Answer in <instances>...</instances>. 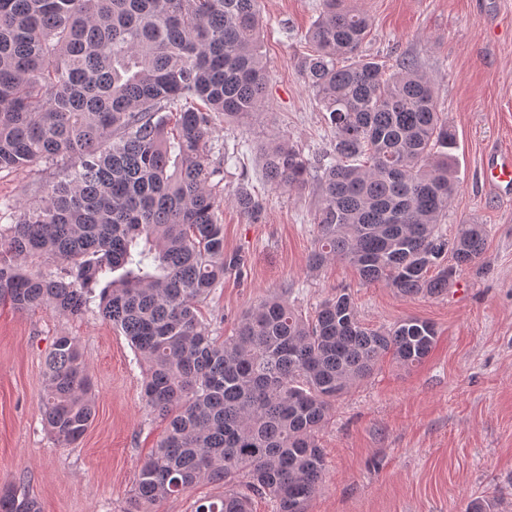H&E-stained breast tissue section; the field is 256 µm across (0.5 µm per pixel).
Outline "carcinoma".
<instances>
[{
    "mask_svg": "<svg viewBox=\"0 0 512 512\" xmlns=\"http://www.w3.org/2000/svg\"><path fill=\"white\" fill-rule=\"evenodd\" d=\"M341 2L323 0L299 65L326 112L330 149L311 160L275 138L260 147L265 177L303 189L320 170L311 267L340 260L404 297L439 294L482 257L487 227L464 224L451 243L440 234L458 191L455 132L417 60L386 73L362 54L371 19ZM262 28L260 0H0V171L72 162L40 204L6 205L0 302L77 317L100 274L115 273L97 308L147 366L146 406L169 420L130 512L202 480L224 482V496L195 512H251L240 482L275 512H307L324 471L318 432L336 400L384 356L413 366L435 344L434 327L416 318L364 326L345 291L312 316L273 296L222 340L202 320L201 303L243 266L224 252L213 117L239 124L265 106ZM231 201L261 222L250 191ZM30 255L64 272L24 273L18 261ZM44 375V428L70 448L95 415L75 338H56ZM0 512L40 509L5 485Z\"/></svg>",
    "mask_w": 512,
    "mask_h": 512,
    "instance_id": "carcinoma-1",
    "label": "carcinoma"
}]
</instances>
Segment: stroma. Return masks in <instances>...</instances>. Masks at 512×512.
Listing matches in <instances>:
<instances>
[{"label":"stroma","instance_id":"1","mask_svg":"<svg viewBox=\"0 0 512 512\" xmlns=\"http://www.w3.org/2000/svg\"><path fill=\"white\" fill-rule=\"evenodd\" d=\"M373 26L365 54L391 67L409 56L432 80L437 106L456 131L460 183L441 226L489 228L484 255L448 290L406 298L386 284L362 283L346 263L313 269L312 188L283 191L265 178L257 145L273 137L305 153L328 150L332 131L299 72L306 33L322 0H262L269 89L246 123L216 118L214 146L228 160L224 249L245 258L201 306L212 335H232L242 314L285 294L303 314L345 288L361 320L389 327L415 317L434 325L436 344L419 365L386 359L335 402L319 434L325 472L309 512H465L474 499L512 512V192L485 184L487 155L512 151V0H352ZM66 161L0 171V200L33 205L62 179ZM262 199L261 223L231 204L239 188ZM75 337L93 379L95 416L74 447L44 431V359L56 337ZM145 364L98 311L63 317L0 304V483L38 500L41 512H128L137 473L167 431L142 401ZM224 494L202 481L150 506L194 512Z\"/></svg>","mask_w":512,"mask_h":512}]
</instances>
